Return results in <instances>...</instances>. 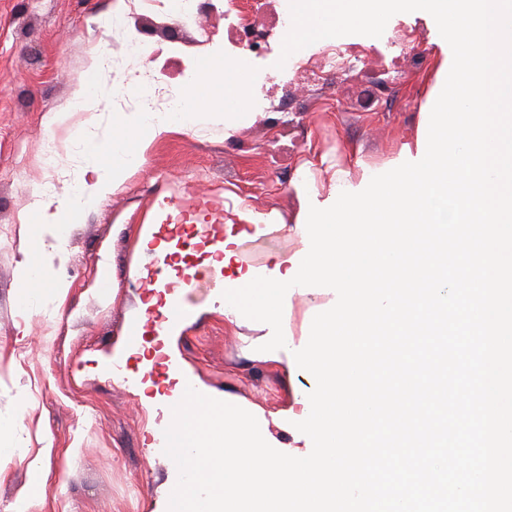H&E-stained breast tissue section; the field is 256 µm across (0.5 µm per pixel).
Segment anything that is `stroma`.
<instances>
[{"mask_svg": "<svg viewBox=\"0 0 512 512\" xmlns=\"http://www.w3.org/2000/svg\"><path fill=\"white\" fill-rule=\"evenodd\" d=\"M421 21L417 56L399 60L382 107H361L356 75L331 81L317 97L293 84L298 109L284 121L252 114L246 97L224 104L246 115L232 130L217 116L192 129L143 132L138 169L55 236L36 223V200L65 203L84 175V140L110 143L113 118L144 107L137 88L151 87L159 99L183 89L187 63L205 53L194 44L197 28L224 42V0H198L197 26L185 30L169 0L137 9L122 0H0V512H11L33 481L34 459L50 475L43 512H166L178 472L160 435L167 402L189 385L261 407L275 446L306 453V435L277 416L295 394L313 392V377L287 356L260 352L271 327L228 322L222 293L229 282L286 273L288 258L306 248L291 228L314 193H327L340 170L354 185L364 172H383L415 138L443 54L435 20ZM134 30L163 52L134 55ZM47 136L61 142L50 168L40 153ZM169 202L185 203L184 221L197 225L223 207L225 225L212 244L228 245L233 256L218 270L207 264L208 246L192 245L184 260L195 278L170 291L189 317L162 336L139 321L157 291L142 287L138 274L173 278L154 251L170 241L160 216ZM242 205L278 220L239 218ZM144 224L158 230L153 247L141 250ZM59 246L65 260L55 264ZM23 260L50 269L27 290L17 273ZM58 279L68 286L60 301ZM333 303L327 287L289 296L291 348L306 345L314 316Z\"/></svg>", "mask_w": 512, "mask_h": 512, "instance_id": "stroma-1", "label": "stroma"}]
</instances>
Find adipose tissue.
<instances>
[{"mask_svg":"<svg viewBox=\"0 0 512 512\" xmlns=\"http://www.w3.org/2000/svg\"><path fill=\"white\" fill-rule=\"evenodd\" d=\"M232 70V64L221 56L201 61L189 85L178 94L175 110L154 112L147 109L115 119V133L109 145L92 141L86 146V167L91 173L90 179L75 188L71 200L66 204L56 206L49 202H38L35 213L39 223L52 232L65 223H79L86 205L118 190L137 165L135 144L141 132L147 130L156 134L175 126L191 128L205 123L207 115L198 106L199 94L205 86H219L220 95L225 99L242 96V88L227 79Z\"/></svg>","mask_w":512,"mask_h":512,"instance_id":"adipose-tissue-1","label":"adipose tissue"}]
</instances>
